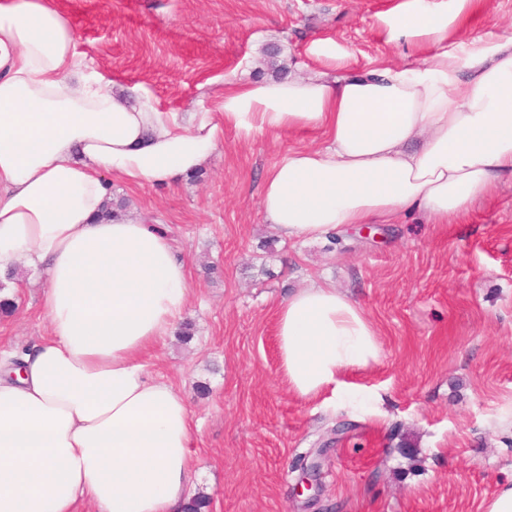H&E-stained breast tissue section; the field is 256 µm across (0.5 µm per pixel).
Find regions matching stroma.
I'll use <instances>...</instances> for the list:
<instances>
[{"instance_id":"stroma-1","label":"stroma","mask_w":512,"mask_h":512,"mask_svg":"<svg viewBox=\"0 0 512 512\" xmlns=\"http://www.w3.org/2000/svg\"><path fill=\"white\" fill-rule=\"evenodd\" d=\"M79 59L166 112L211 109L225 78L304 76L315 43L352 52L353 70L418 56L380 21L396 0H54ZM472 38L512 37V0H484ZM322 132L244 137L228 128L204 167L168 188L113 180L128 216L153 217L187 264L193 335L147 355L193 417L191 497L202 512H484L512 482V183L452 224L421 216L334 240L283 239L259 191L285 154ZM327 278L375 324L378 364L333 391L289 393L276 310ZM0 348L47 335L28 273L0 285Z\"/></svg>"}]
</instances>
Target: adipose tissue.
<instances>
[{
	"label": "adipose tissue",
	"instance_id": "obj_1",
	"mask_svg": "<svg viewBox=\"0 0 512 512\" xmlns=\"http://www.w3.org/2000/svg\"><path fill=\"white\" fill-rule=\"evenodd\" d=\"M481 0H399L390 40L430 48L401 65L286 79H227L219 112H164L78 60L52 0H0V277L43 281L50 334L0 374V512H184L190 409L143 360L188 310L184 262L167 234L104 218L110 179L167 186L199 170L225 129L321 130L325 146L269 171L261 208L287 239L323 240L420 212L449 224L512 181V38L465 39ZM452 48H445L448 37ZM289 391L312 398L379 363L378 332L331 283L277 309Z\"/></svg>",
	"mask_w": 512,
	"mask_h": 512
}]
</instances>
